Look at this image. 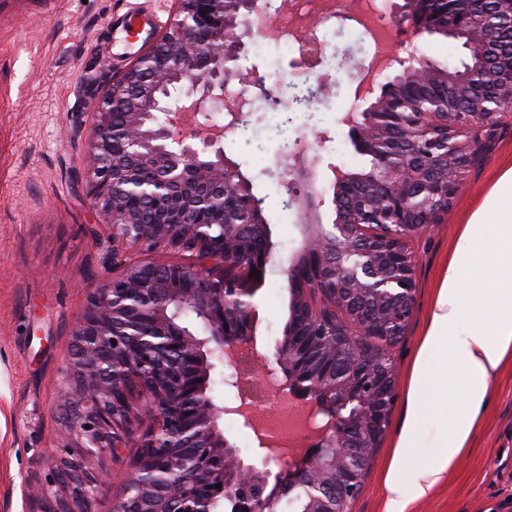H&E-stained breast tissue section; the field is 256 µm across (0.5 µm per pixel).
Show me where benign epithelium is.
Segmentation results:
<instances>
[{"label": "benign epithelium", "mask_w": 512, "mask_h": 512, "mask_svg": "<svg viewBox=\"0 0 512 512\" xmlns=\"http://www.w3.org/2000/svg\"><path fill=\"white\" fill-rule=\"evenodd\" d=\"M170 25L154 43L91 97L95 121L86 131L85 191L96 217L112 229V274L90 295L74 331L75 357L63 377L60 406L69 416L70 456L137 449L134 475L113 512H212L203 481L221 485L231 512H280L286 496L301 512H349L396 401L388 347L403 335L415 306L411 238L439 222L461 189L450 177L461 157H475L482 137L512 118V51L484 58L479 81L463 69L414 56L362 96L364 65L316 30L297 35L295 89L326 87L344 65L356 82L358 112L342 113L361 171L331 164L335 219L310 218L324 203L315 145L327 132L295 130L283 168L288 206L306 217L300 249L283 259L271 225L240 165L224 154L254 101L278 103L266 76L238 65L245 39L260 35L253 19L261 0H174ZM505 0H404L389 21L417 34L464 40L473 54L497 39L492 4ZM252 94L234 96L232 82ZM224 113V124L211 114ZM162 247L189 252L188 264L154 265L136 256ZM277 265L293 288L291 315L276 340L273 367L282 389L323 416L311 451L271 474L277 454L261 434L265 468L243 464L218 421L236 415L256 430L259 390L251 366L256 336L251 275ZM196 316L203 334L173 321L172 310ZM239 404L214 403L215 362ZM66 492H41L43 512H88L102 487L88 474L74 481L59 469Z\"/></svg>", "instance_id": "benign-epithelium-1"}]
</instances>
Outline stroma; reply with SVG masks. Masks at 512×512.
Returning a JSON list of instances; mask_svg holds the SVG:
<instances>
[{
    "label": "stroma",
    "mask_w": 512,
    "mask_h": 512,
    "mask_svg": "<svg viewBox=\"0 0 512 512\" xmlns=\"http://www.w3.org/2000/svg\"><path fill=\"white\" fill-rule=\"evenodd\" d=\"M148 15L160 34L170 23L172 0H0V512H40L32 494L49 483L67 442L58 408L61 373L70 358L74 324L107 269L111 231L98 223L85 195L86 142L93 123L85 89L100 92L106 70L120 71L132 55L112 48V32L126 14ZM417 56L456 67L471 51L443 35L391 38ZM354 87L340 74L322 96L319 111L286 105L277 112L255 104L246 137L224 140L263 198V215L282 257L302 245L305 226L296 210H283L285 190L273 161L283 124L328 131L324 161L360 170L358 154L336 107ZM512 166V121L485 139L460 192L439 224L409 244L416 261L415 308L403 337L390 350L397 400L387 433L369 463L351 512H384L383 477L392 443L406 413L411 367L445 261L460 227ZM293 292L279 267H268L255 296L258 355L270 354L289 317ZM136 451L88 460L85 469L104 487L93 512H112V501L132 471ZM415 512H512V369L499 375L470 450L449 479Z\"/></svg>",
    "instance_id": "stroma-1"
}]
</instances>
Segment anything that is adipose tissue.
<instances>
[{"label":"adipose tissue","mask_w":512,"mask_h":512,"mask_svg":"<svg viewBox=\"0 0 512 512\" xmlns=\"http://www.w3.org/2000/svg\"><path fill=\"white\" fill-rule=\"evenodd\" d=\"M512 167L463 225L436 292L384 480V512H412L467 452L491 387L512 365ZM434 450L417 464L421 437Z\"/></svg>","instance_id":"1"}]
</instances>
